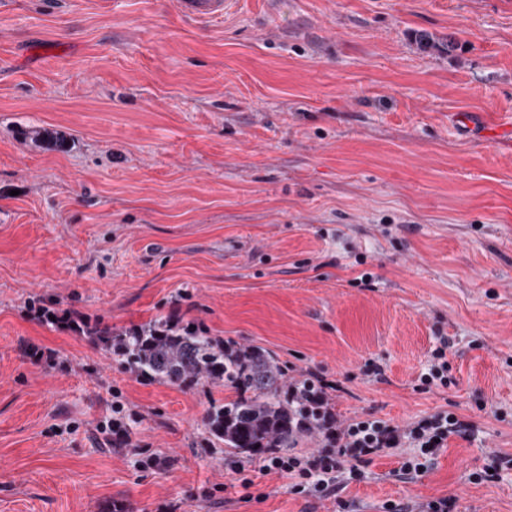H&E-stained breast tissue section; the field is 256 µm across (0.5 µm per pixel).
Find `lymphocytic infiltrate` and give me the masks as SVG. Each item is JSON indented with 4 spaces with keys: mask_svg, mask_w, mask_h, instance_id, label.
Masks as SVG:
<instances>
[{
    "mask_svg": "<svg viewBox=\"0 0 512 512\" xmlns=\"http://www.w3.org/2000/svg\"><path fill=\"white\" fill-rule=\"evenodd\" d=\"M473 420L455 412L439 409L404 426L375 418L340 421L332 407H325L319 434L320 448L311 453L286 454L267 452L262 460V473L287 476L292 493L317 500L336 499L343 484L360 482L365 468L374 456L392 448H411L400 471L419 474L450 437L468 438L476 431Z\"/></svg>",
    "mask_w": 512,
    "mask_h": 512,
    "instance_id": "1",
    "label": "lymphocytic infiltrate"
}]
</instances>
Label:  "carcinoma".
Wrapping results in <instances>:
<instances>
[{
    "label": "carcinoma",
    "mask_w": 512,
    "mask_h": 512,
    "mask_svg": "<svg viewBox=\"0 0 512 512\" xmlns=\"http://www.w3.org/2000/svg\"><path fill=\"white\" fill-rule=\"evenodd\" d=\"M424 51L453 48L427 34L416 36ZM103 347L132 373L161 383L224 386L235 398L208 411L210 434L234 456L249 457L271 448H292L321 425L323 403L303 393L288 397L277 359L258 346L219 341L193 324L155 321L120 333H96Z\"/></svg>",
    "instance_id": "cac0c4a2"
}]
</instances>
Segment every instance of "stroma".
<instances>
[{
  "mask_svg": "<svg viewBox=\"0 0 512 512\" xmlns=\"http://www.w3.org/2000/svg\"><path fill=\"white\" fill-rule=\"evenodd\" d=\"M510 123L512 0H236L196 21L176 0H7L0 512H333L255 458L263 498L242 500L205 426L233 391L137 377L89 334L164 318L340 384L343 420L476 422L420 475L398 473L410 449L375 457L338 492L349 512H512V471L468 480L512 454ZM440 335L456 383L418 390ZM116 401L127 444L98 433ZM489 469H493V473H489ZM508 470H512V454L498 453L492 456L488 465L471 472L468 479L474 484L494 482ZM456 499L452 498H436L429 500L425 504L413 509L404 504L390 503L386 505V512H458Z\"/></svg>",
  "mask_w": 512,
  "mask_h": 512,
  "instance_id": "1",
  "label": "stroma"
}]
</instances>
